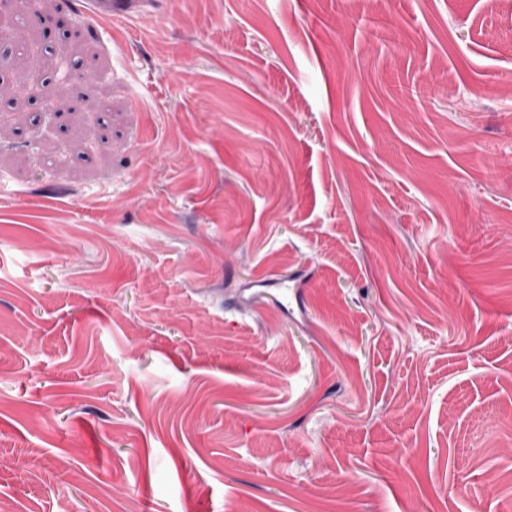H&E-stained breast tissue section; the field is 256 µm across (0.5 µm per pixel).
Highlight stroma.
<instances>
[{"label":"stroma","instance_id":"35a3bbf8","mask_svg":"<svg viewBox=\"0 0 512 512\" xmlns=\"http://www.w3.org/2000/svg\"><path fill=\"white\" fill-rule=\"evenodd\" d=\"M0 80V512H512V10L50 0Z\"/></svg>","mask_w":512,"mask_h":512}]
</instances>
